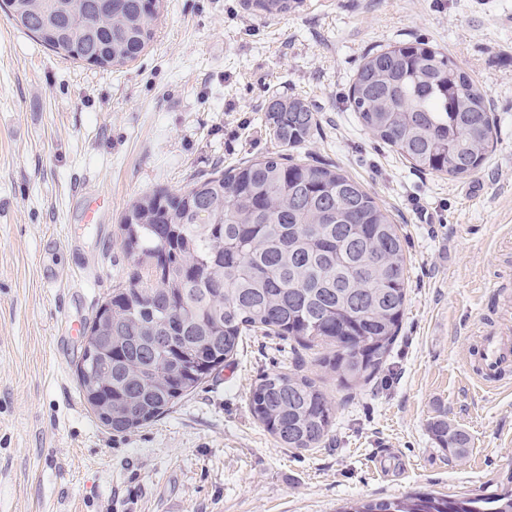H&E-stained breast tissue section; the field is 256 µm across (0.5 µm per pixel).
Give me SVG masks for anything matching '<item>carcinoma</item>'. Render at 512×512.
I'll return each mask as SVG.
<instances>
[{"mask_svg": "<svg viewBox=\"0 0 512 512\" xmlns=\"http://www.w3.org/2000/svg\"><path fill=\"white\" fill-rule=\"evenodd\" d=\"M299 0H252L284 15ZM162 0H0V10L45 48L101 68L136 60ZM350 103L361 125L421 172L469 177L497 146L485 92L447 52L399 41L366 54ZM265 121L280 150L202 175L184 188L145 192L120 221L122 246L155 282L133 272L112 289V363L79 379L112 404V431L164 415L234 360L243 337L274 334L301 349L324 344L320 366L347 390L386 362L404 316L409 275L403 236L388 210L336 164L300 158L318 130L299 98H269ZM145 336H163L159 345ZM254 417L282 448L319 447L333 407L311 377L272 371L250 395ZM431 432L462 460L467 434L438 419ZM508 486L487 497L415 493L343 512H512Z\"/></svg>", "mask_w": 512, "mask_h": 512, "instance_id": "cac0c4a2", "label": "carcinoma"}]
</instances>
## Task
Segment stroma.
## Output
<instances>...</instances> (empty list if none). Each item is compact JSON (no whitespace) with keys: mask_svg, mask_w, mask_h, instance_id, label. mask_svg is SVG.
I'll use <instances>...</instances> for the list:
<instances>
[{"mask_svg":"<svg viewBox=\"0 0 512 512\" xmlns=\"http://www.w3.org/2000/svg\"><path fill=\"white\" fill-rule=\"evenodd\" d=\"M478 81L498 144L467 178L416 171L348 103L364 55L403 41ZM320 118L302 155L335 162L400 224L410 283L377 381L353 394L315 351L260 333L166 415L115 433L85 404L83 330L135 261L120 218L140 194L275 151L272 92ZM102 224L83 223L91 201ZM512 326V0H163L135 61L56 55L0 14V512H339L419 492L481 497L512 472V360L483 380L481 335ZM299 366L333 406L318 448L254 419L263 373ZM469 436L459 460L431 422Z\"/></svg>","mask_w":512,"mask_h":512,"instance_id":"stroma-1","label":"stroma"}]
</instances>
